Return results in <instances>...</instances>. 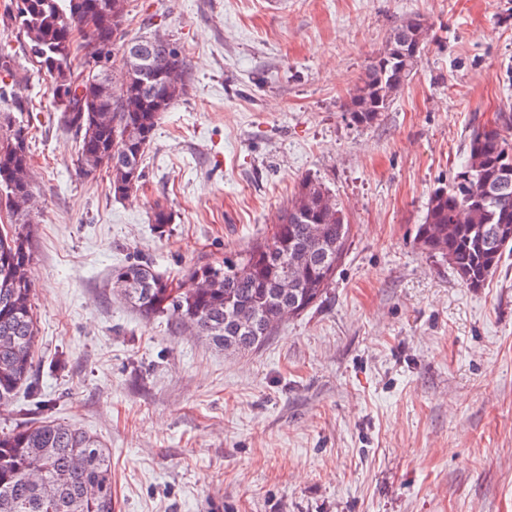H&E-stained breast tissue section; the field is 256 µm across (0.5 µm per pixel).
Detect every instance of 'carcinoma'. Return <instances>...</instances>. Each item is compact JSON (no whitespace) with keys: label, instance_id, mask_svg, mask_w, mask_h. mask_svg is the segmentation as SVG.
Returning a JSON list of instances; mask_svg holds the SVG:
<instances>
[{"label":"carcinoma","instance_id":"cac0c4a2","mask_svg":"<svg viewBox=\"0 0 512 512\" xmlns=\"http://www.w3.org/2000/svg\"><path fill=\"white\" fill-rule=\"evenodd\" d=\"M107 0H16L11 16L27 39L28 54L49 77L60 124L79 139L74 166L85 177L106 168L118 199L144 181L143 162L162 114L180 96L185 61L171 40L149 43L143 70H121L90 88L104 113L84 111L78 87L69 79L73 34L84 18H96L87 34L100 44L123 50L126 39L111 41L105 23ZM429 28L402 19L384 48L349 93L347 115L357 126L381 120L395 95L413 78L428 43ZM410 47L418 48L414 54ZM11 138L21 147L0 154V190L22 198L12 211L15 223L0 234V404L30 379L36 326L31 278L32 234L26 206L32 202L28 177V132L19 126ZM512 113L501 112L494 125L470 135L465 161L452 181L429 194L416 240L427 253L448 261L470 288H481L512 255V238L499 228L512 227ZM350 236V224L336 198L321 183L300 182L273 225L271 237L224 258L191 269L199 287L186 292L133 261L112 269L110 284L143 318L171 315L217 348L246 353L260 347L283 320L288 299L274 294L282 277L292 275V300L300 312L312 307L333 279ZM300 251L305 261L291 264ZM0 512H112V462L94 435L71 424L42 421L0 435Z\"/></svg>","mask_w":512,"mask_h":512}]
</instances>
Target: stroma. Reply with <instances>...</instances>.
I'll list each match as a JSON object with an SVG mask.
<instances>
[{"instance_id": "35a3bbf8", "label": "stroma", "mask_w": 512, "mask_h": 512, "mask_svg": "<svg viewBox=\"0 0 512 512\" xmlns=\"http://www.w3.org/2000/svg\"><path fill=\"white\" fill-rule=\"evenodd\" d=\"M14 7L0 0V114L31 128L37 338L0 433L97 436L112 512H512V257L471 288L415 240L472 130L512 113V0H127L126 37L165 35L189 74L121 200L106 171L76 174ZM408 15L434 39L381 121L355 125L349 92ZM306 178L345 211L347 250L257 350L113 291L134 260L190 287L195 264L268 235Z\"/></svg>"}]
</instances>
